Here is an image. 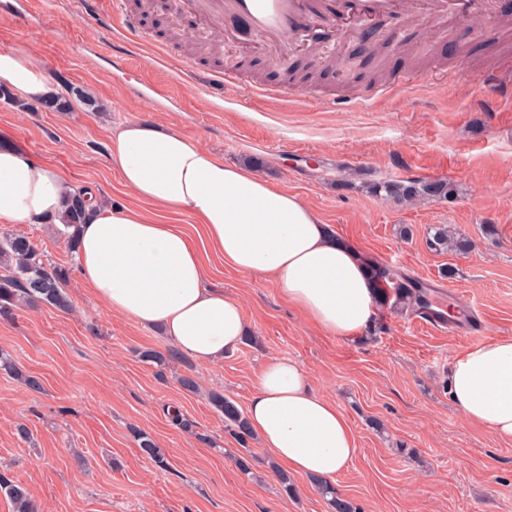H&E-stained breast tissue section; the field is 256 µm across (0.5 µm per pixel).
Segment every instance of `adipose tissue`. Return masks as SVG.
<instances>
[{
	"mask_svg": "<svg viewBox=\"0 0 512 512\" xmlns=\"http://www.w3.org/2000/svg\"><path fill=\"white\" fill-rule=\"evenodd\" d=\"M0 88L25 100L65 92L22 46L0 51ZM109 162L144 206L89 200L76 234L78 275L109 312L161 327L180 354L214 364L246 333L241 302L207 284L210 253L238 273L267 278L288 306L331 335L357 336L376 316L360 250L251 168L224 163L173 126L147 122L113 130ZM73 191L54 164L0 146L1 223H59ZM181 214L199 225L198 237L166 223ZM448 392L466 421L512 443V338L459 353L448 368ZM247 420L270 460L323 484H335L357 453L348 417L290 358L259 371Z\"/></svg>",
	"mask_w": 512,
	"mask_h": 512,
	"instance_id": "1",
	"label": "adipose tissue"
}]
</instances>
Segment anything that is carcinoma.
Returning <instances> with one entry per match:
<instances>
[{
  "label": "carcinoma",
  "mask_w": 512,
  "mask_h": 512,
  "mask_svg": "<svg viewBox=\"0 0 512 512\" xmlns=\"http://www.w3.org/2000/svg\"><path fill=\"white\" fill-rule=\"evenodd\" d=\"M385 191L386 195L404 202H413L430 197L447 198L455 187L446 180L433 181H392L374 186L375 192ZM85 200L81 195L73 196L63 215V229L60 234L67 238L74 237L72 229L84 222ZM429 245L436 251L451 249L466 253L472 248L467 239L448 235L444 225L434 228L429 237ZM368 273L380 288L381 304L392 302V307L405 311L417 312L430 308L428 288L417 279L404 274L391 273V269L373 256H365ZM68 270L45 262L33 241L23 233L6 232L0 236V314H8L13 308L25 306L38 309L51 306L57 310H67L71 306L64 284ZM212 407L224 417V424L233 431L237 440L248 443L252 438L247 419L234 400L219 392L208 396ZM141 452L154 460L159 466L166 465L161 449L145 434L137 435ZM321 493L328 497L332 512H357L353 504L336 494L333 487L324 485ZM0 495L7 498L14 512H40L39 506L31 498L27 488L0 474Z\"/></svg>",
  "instance_id": "carcinoma-1"
}]
</instances>
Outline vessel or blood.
<instances>
[{
  "label": "vessel or blood",
  "instance_id": "1",
  "mask_svg": "<svg viewBox=\"0 0 512 512\" xmlns=\"http://www.w3.org/2000/svg\"><path fill=\"white\" fill-rule=\"evenodd\" d=\"M193 10L212 26L225 21L241 25L254 43L286 57L294 52V39L324 26L343 39L354 21L372 22L383 16L428 14L448 21L487 17L493 0H190Z\"/></svg>",
  "mask_w": 512,
  "mask_h": 512
}]
</instances>
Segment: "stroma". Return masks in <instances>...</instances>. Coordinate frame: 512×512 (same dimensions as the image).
Segmentation results:
<instances>
[{"label":"stroma","instance_id":"35a3bbf8","mask_svg":"<svg viewBox=\"0 0 512 512\" xmlns=\"http://www.w3.org/2000/svg\"><path fill=\"white\" fill-rule=\"evenodd\" d=\"M6 2L0 51L35 48L48 77L73 94L64 112L0 101V135L55 164L74 187L138 206L108 161L111 131L145 119L172 124L225 162L260 158L261 175L366 254L432 285L461 318L458 328L434 327L383 306L361 337L331 336L269 282L214 255L208 283L242 301L251 340L214 366L185 356L160 366L141 354L171 342L92 297L55 225H22L52 264L69 269L72 306L0 317V351L17 368L0 370V474L24 484L41 512H331L309 479L294 477V494H285L257 440L255 475H243L242 448L207 398L214 390L246 407L258 371L286 357L358 433L357 456L335 484L358 512H512V444L465 421L446 383L471 336L512 337V97L482 82L488 69L512 65V0H494L474 25L377 20L397 53L362 54L361 80L330 71L287 86L269 55L234 51L237 78L218 98L192 78L207 63L166 37L174 25L196 33L190 16L142 17L145 35L134 42L120 22L102 27L76 0H31L13 16ZM117 52L129 53L127 65L114 64ZM259 84L284 94L259 100ZM438 179L455 184L454 197L407 205L373 191L378 182ZM439 224L469 239L471 251L429 249ZM184 376L197 392L181 386ZM140 432L166 466L142 454Z\"/></svg>","mask_w":512,"mask_h":512}]
</instances>
